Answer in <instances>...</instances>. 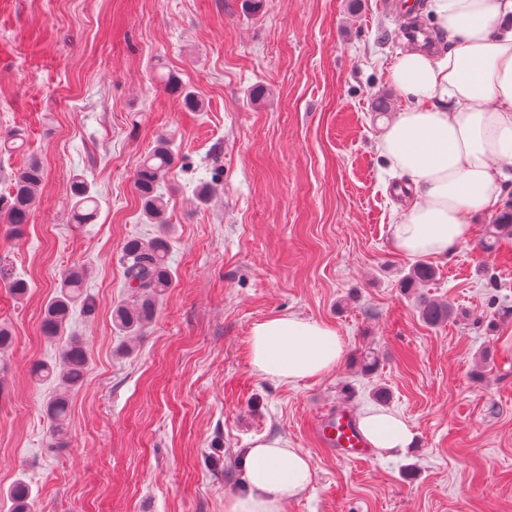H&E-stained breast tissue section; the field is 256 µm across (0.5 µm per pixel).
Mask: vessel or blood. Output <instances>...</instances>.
<instances>
[{
	"label": "vessel or blood",
	"instance_id": "1",
	"mask_svg": "<svg viewBox=\"0 0 512 512\" xmlns=\"http://www.w3.org/2000/svg\"><path fill=\"white\" fill-rule=\"evenodd\" d=\"M312 433L319 445L337 458L350 462L370 458L367 442L356 425L351 407L344 406L315 418Z\"/></svg>",
	"mask_w": 512,
	"mask_h": 512
}]
</instances>
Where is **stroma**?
<instances>
[{
  "instance_id": "obj_1",
  "label": "stroma",
  "mask_w": 512,
  "mask_h": 512,
  "mask_svg": "<svg viewBox=\"0 0 512 512\" xmlns=\"http://www.w3.org/2000/svg\"><path fill=\"white\" fill-rule=\"evenodd\" d=\"M0 0V190L28 158L44 169L23 233L0 231V491L32 488L35 512H224L247 491L245 454L279 436L305 454L314 479L286 512H512V238H471L433 259L435 278L402 288L412 261L391 226L406 178L376 150L403 98L388 69L405 44L384 0ZM175 76L198 97L186 107ZM176 162L168 203L173 285L139 335L115 329L130 296L124 243L145 223L135 174L159 138ZM83 176L95 219L69 218ZM85 272L92 314L75 308L67 333L91 364L74 392L68 434L46 445L56 387L35 363L58 356L40 331L65 272ZM25 280V296L4 284ZM455 315L425 325L419 297ZM294 313L336 328L343 361L319 379L278 385L250 365L252 327ZM378 365L361 369L364 352ZM386 410L416 435L402 457L341 460L317 444L324 408Z\"/></svg>"
}]
</instances>
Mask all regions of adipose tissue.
Instances as JSON below:
<instances>
[{"mask_svg":"<svg viewBox=\"0 0 512 512\" xmlns=\"http://www.w3.org/2000/svg\"><path fill=\"white\" fill-rule=\"evenodd\" d=\"M427 15L450 45L395 58L390 80L408 105L377 141L417 195L392 229L394 251L408 258L445 256L466 242L472 214L501 208L512 168V0H429ZM344 353L334 327L296 314L251 330V367L276 383L320 378ZM359 427L372 448L393 457L415 445L411 427L384 410L365 411ZM246 474V493L228 499L225 512H284L313 480L308 457L272 437L254 440Z\"/></svg>","mask_w":512,"mask_h":512,"instance_id":"1","label":"adipose tissue"}]
</instances>
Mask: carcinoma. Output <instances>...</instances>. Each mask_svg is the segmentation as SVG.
<instances>
[{
  "instance_id": "cac0c4a2",
  "label": "carcinoma",
  "mask_w": 512,
  "mask_h": 512,
  "mask_svg": "<svg viewBox=\"0 0 512 512\" xmlns=\"http://www.w3.org/2000/svg\"><path fill=\"white\" fill-rule=\"evenodd\" d=\"M175 163L169 141L161 138L144 157L136 173L135 187L142 202L143 215L152 224L165 223L166 202L158 192L161 181ZM44 178V170L38 159L31 160L11 179L8 190L0 193V217L8 224L9 232L18 235L38 201V190ZM72 219L84 224L98 207V199L88 184L80 179L71 186ZM512 236V201L504 203L491 224V232L484 242L487 250L495 246L502 236ZM170 243L167 239L132 238L123 246V273L127 287L131 289V300L116 306L112 311V322L121 331L138 334L156 315V302L172 287L173 280L167 258ZM436 271L426 262L414 264L405 277L406 286L429 282ZM83 272L72 269L64 278L58 291L48 300L41 321L44 337L60 342L57 362L36 363L31 374L40 381H58L61 391L49 402V441L47 447L58 448L63 444L67 432L69 393L80 386L86 376L90 356L86 347L75 336L65 337L67 325L77 301L82 297ZM418 313L422 322L436 327L452 319L453 308L439 300H422ZM10 512H33L31 488L23 480L16 481L6 492Z\"/></svg>"
}]
</instances>
